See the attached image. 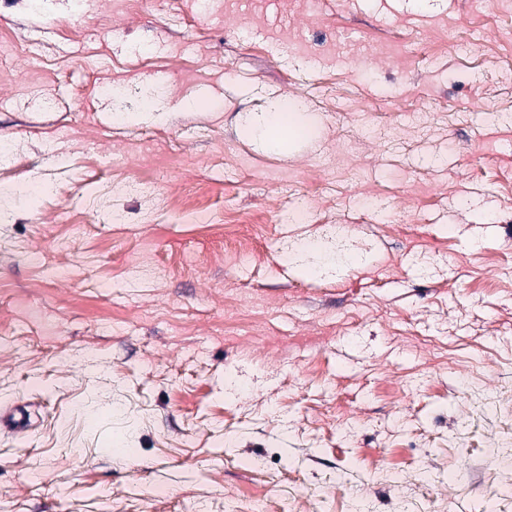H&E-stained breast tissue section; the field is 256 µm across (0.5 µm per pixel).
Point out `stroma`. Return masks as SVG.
<instances>
[{
    "label": "stroma",
    "mask_w": 512,
    "mask_h": 512,
    "mask_svg": "<svg viewBox=\"0 0 512 512\" xmlns=\"http://www.w3.org/2000/svg\"><path fill=\"white\" fill-rule=\"evenodd\" d=\"M197 2L0 0V512H512V0ZM301 106L293 100L278 99L270 102L265 112L247 118L259 134L266 151L279 152L287 136L296 141H307L310 129L300 116Z\"/></svg>",
    "instance_id": "1"
}]
</instances>
